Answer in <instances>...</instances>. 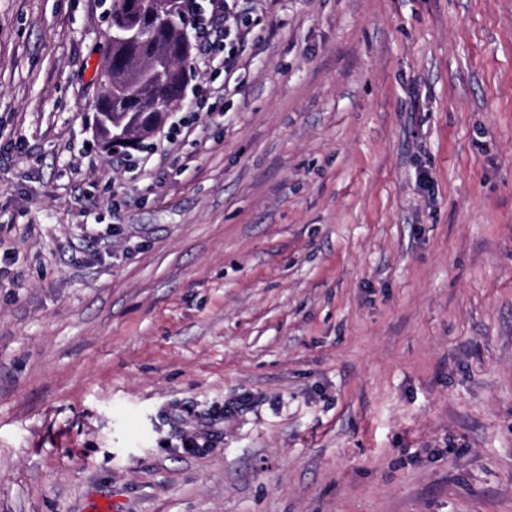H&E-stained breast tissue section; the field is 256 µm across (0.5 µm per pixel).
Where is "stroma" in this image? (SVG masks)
Here are the masks:
<instances>
[{
	"instance_id": "1",
	"label": "stroma",
	"mask_w": 512,
	"mask_h": 512,
	"mask_svg": "<svg viewBox=\"0 0 512 512\" xmlns=\"http://www.w3.org/2000/svg\"><path fill=\"white\" fill-rule=\"evenodd\" d=\"M112 5L0 0V512H512V0H240L136 170ZM250 31L240 34L236 40L230 44L227 50V56L224 57V79L230 82L236 73V59L251 47L254 48L260 44V39H253L251 42L247 38ZM129 95L112 93L109 90L108 81L105 76V82L101 87L95 111L106 114L101 115V128H105L107 133H103V139L99 142L100 149L106 155H111L118 151L122 146L138 138H145L147 135L160 129L165 118L183 104V100L175 103L170 101L161 102L155 99L152 110L156 111L155 122L152 126H140L126 121V116L122 112H147L149 106L139 97V92L130 88ZM132 97H136L135 102ZM115 112V124H112V112ZM104 130V129H103Z\"/></svg>"
}]
</instances>
